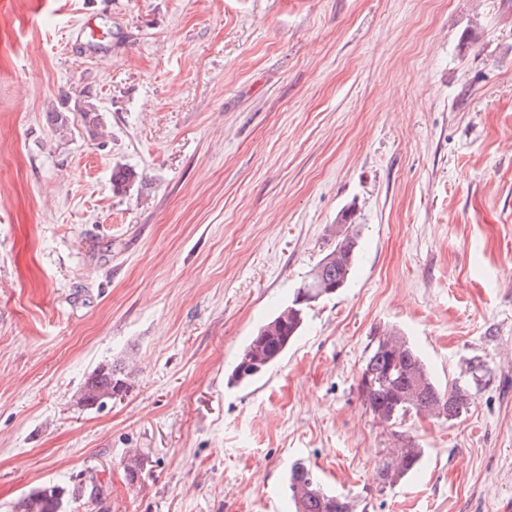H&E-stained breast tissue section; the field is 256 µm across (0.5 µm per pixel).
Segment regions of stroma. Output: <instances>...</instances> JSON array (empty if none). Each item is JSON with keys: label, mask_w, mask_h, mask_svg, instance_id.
Here are the masks:
<instances>
[{"label": "stroma", "mask_w": 512, "mask_h": 512, "mask_svg": "<svg viewBox=\"0 0 512 512\" xmlns=\"http://www.w3.org/2000/svg\"><path fill=\"white\" fill-rule=\"evenodd\" d=\"M88 17L103 47L69 40ZM349 233L346 286L227 386ZM390 328L473 383L407 418L391 490L357 386ZM129 356L127 395L76 406ZM297 459L354 512L512 507V0H0V512L89 471L112 512H291ZM357 241L354 234L345 235L336 242V245L311 270L320 271L319 279L326 288H315L327 291L336 283L343 288L350 277L356 261ZM331 258L330 260H328ZM310 273V274H311ZM310 274L297 288L294 297L288 305L281 307L267 322L252 336L241 350L237 363L228 376L227 384L239 386L248 384L261 376L275 365L288 349L290 343L302 330L308 309L295 313L293 309L308 304L311 301L302 293L293 302L297 294L301 293L302 286L312 281ZM293 303V309H291ZM395 448L392 456L382 461L379 467V477L384 486L393 489L403 478L415 472L424 455L423 448H417L409 439Z\"/></svg>", "instance_id": "1"}]
</instances>
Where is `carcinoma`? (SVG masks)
Here are the masks:
<instances>
[{
    "label": "carcinoma",
    "mask_w": 512,
    "mask_h": 512,
    "mask_svg": "<svg viewBox=\"0 0 512 512\" xmlns=\"http://www.w3.org/2000/svg\"><path fill=\"white\" fill-rule=\"evenodd\" d=\"M84 123L96 128L100 125L98 108L90 100H80ZM356 237L345 235L318 262L319 279L329 288L344 285L356 261ZM307 310L296 313L291 305L281 307L252 336L241 350L237 363L228 376L227 384H248L275 365L298 336L306 320ZM362 372L371 376L373 385L360 390V395L382 423L391 427L402 425L407 417L421 413L457 418L471 401L468 385L453 381L441 388L428 371L415 348L396 330L385 332L377 339ZM132 386L131 371L122 360L97 366L86 378L79 402L89 404L114 394L123 395ZM424 455V449L407 440L395 449L392 456L379 467L381 483L393 489L403 478L415 472ZM71 489L83 494L85 502L99 507V512H110L107 506L109 484L92 475L70 481ZM52 486L47 485L23 495L14 505V512H56L51 497ZM288 491L294 512H353V505L344 495L326 490L313 471L304 462L292 464L288 473Z\"/></svg>",
    "instance_id": "cac0c4a2"
}]
</instances>
